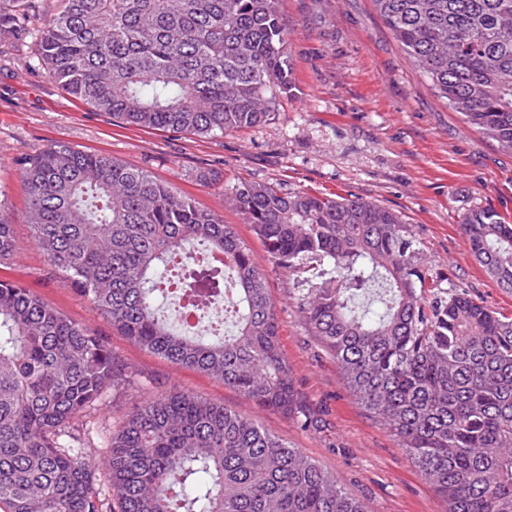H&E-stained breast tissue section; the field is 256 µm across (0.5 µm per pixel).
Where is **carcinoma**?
<instances>
[{"instance_id":"carcinoma-1","label":"carcinoma","mask_w":512,"mask_h":512,"mask_svg":"<svg viewBox=\"0 0 512 512\" xmlns=\"http://www.w3.org/2000/svg\"><path fill=\"white\" fill-rule=\"evenodd\" d=\"M36 58L73 97L127 125L224 135L267 120L294 88L278 0H60ZM433 89L512 149V0H373ZM30 0H0V37L31 34ZM34 243L136 346L218 376L303 429L265 275L234 228L147 173L53 145L23 165ZM233 201L268 260L328 262L297 298L356 403L385 426L445 512H512V317L462 293L423 301L428 270L409 226L359 197L242 184ZM463 230L512 292V222L484 208ZM14 252L0 199V260ZM377 315L351 301L378 280ZM199 312L174 331L158 297ZM224 301V315L205 307ZM131 368L108 343L0 281V512H366L315 461L197 395L159 392L126 414L96 462L83 423ZM112 485L102 493L100 469Z\"/></svg>"}]
</instances>
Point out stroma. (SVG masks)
<instances>
[{
  "mask_svg": "<svg viewBox=\"0 0 512 512\" xmlns=\"http://www.w3.org/2000/svg\"><path fill=\"white\" fill-rule=\"evenodd\" d=\"M279 8L296 86L278 97L267 122L224 135L113 121L49 77L34 55V37L1 39L0 192L10 203L14 253L0 261V281L88 326L131 366L133 388L108 393L92 421L115 430L154 392L192 393L302 449L369 512H443L440 497L395 438L365 415L331 353L302 323L296 298L315 285L317 263L295 272L275 267L232 196L238 185L256 183L373 202L410 226L421 264L438 277L439 291L425 290V299L463 292L511 315L512 293L476 260L462 225L482 208L512 221V151L466 124L434 92L372 0H280ZM59 143L145 171L233 225L266 275L283 353L297 388L322 410L321 428L301 429L221 379L135 346L73 290L33 242L21 166Z\"/></svg>",
  "mask_w": 512,
  "mask_h": 512,
  "instance_id": "obj_1",
  "label": "stroma"
}]
</instances>
